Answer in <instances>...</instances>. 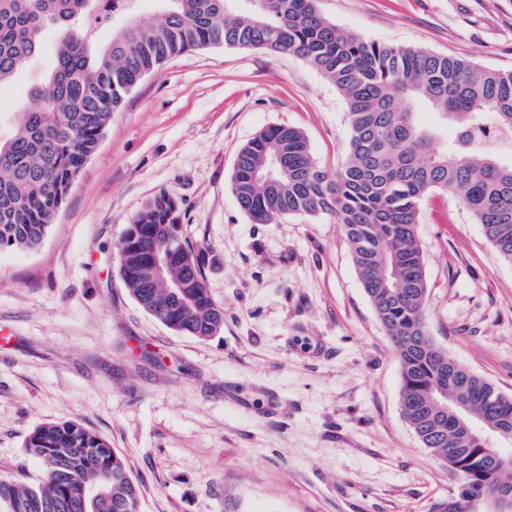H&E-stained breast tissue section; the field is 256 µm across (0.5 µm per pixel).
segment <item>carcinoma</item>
I'll use <instances>...</instances> for the list:
<instances>
[{"label":"carcinoma","instance_id":"cac0c4a2","mask_svg":"<svg viewBox=\"0 0 512 512\" xmlns=\"http://www.w3.org/2000/svg\"><path fill=\"white\" fill-rule=\"evenodd\" d=\"M123 0L112 38L101 41L97 0H0V87L14 81L58 35L55 62L0 139V250L38 246L73 181L126 95L168 58L227 46L292 53L332 82L349 117L347 160L334 174L313 158L298 128L275 125L237 153L230 189L255 224L332 214L345 227L362 287L400 359V404L422 447L472 488L512 492V456L479 429L512 435V396L460 366L429 336L427 280L419 239L421 204L450 191L512 261V156L488 140L512 138V70L484 67L423 49L384 45L329 22L317 0H158L151 25L129 20ZM451 122L457 138L439 143L416 123L415 106ZM167 243L178 262L145 286L142 264ZM119 273L140 306L176 332L207 339L224 311L205 285L206 255L181 232L170 197L149 198L119 243ZM196 269L176 298L167 285ZM43 465L37 483L0 479V512H139V488L123 460L78 421L46 423L25 439ZM97 496L80 498L81 489Z\"/></svg>","mask_w":512,"mask_h":512}]
</instances>
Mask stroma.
Instances as JSON below:
<instances>
[{
    "mask_svg": "<svg viewBox=\"0 0 512 512\" xmlns=\"http://www.w3.org/2000/svg\"><path fill=\"white\" fill-rule=\"evenodd\" d=\"M336 27L387 45L512 69V0H318ZM54 64V35L0 89V137ZM300 129L341 168L336 87L299 57L215 46L165 61L126 96L34 249L0 253V479L48 422L81 421L140 489L141 512H430L457 472L403 417L400 361L335 217L255 224L230 190L240 148ZM179 204L224 310L207 340L147 313L118 243L144 202ZM433 340L512 396V262L452 193L419 218Z\"/></svg>",
    "mask_w": 512,
    "mask_h": 512,
    "instance_id": "stroma-1",
    "label": "stroma"
}]
</instances>
